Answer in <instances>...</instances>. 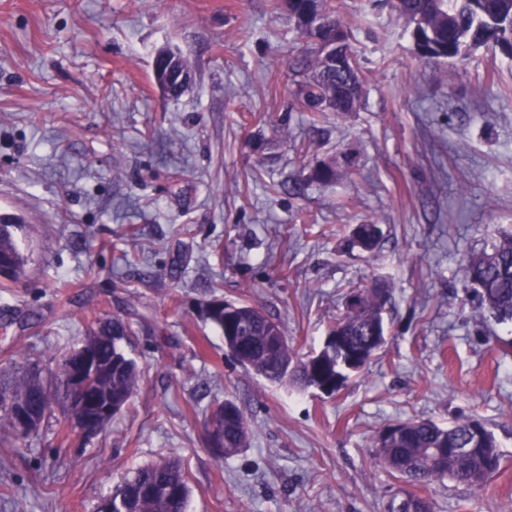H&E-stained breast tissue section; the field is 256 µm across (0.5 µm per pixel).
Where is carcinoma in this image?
I'll return each mask as SVG.
<instances>
[{"instance_id": "obj_1", "label": "carcinoma", "mask_w": 512, "mask_h": 512, "mask_svg": "<svg viewBox=\"0 0 512 512\" xmlns=\"http://www.w3.org/2000/svg\"><path fill=\"white\" fill-rule=\"evenodd\" d=\"M301 34L314 39L315 48L294 57L291 65L297 84V99L309 123L316 125L322 112L356 111L362 91L359 63L352 54L348 26L336 13V0H288ZM398 14L413 25L420 36L419 57L426 62L461 60L478 47L498 49L512 58V0H393ZM172 66L154 63L157 82L167 87L170 75H190L183 59L169 54ZM17 221L0 216V277L17 280L25 274L27 259L18 249L11 228ZM464 278L473 288L478 305L500 323L512 322V232L502 233L491 249L470 254L463 264ZM358 308L345 309L333 328L348 343L360 348L386 329L383 311L389 291L376 283L358 288ZM224 315L207 308L208 318L226 331L231 356L245 369L274 384L292 383L308 388L315 381L345 384L354 372L352 359L325 350L318 357L296 358L280 324L260 309L246 303L231 304ZM131 327L123 319H97L90 325L82 346L103 362V373L92 381L94 393L121 402L119 412L132 406L139 376L135 361L120 342L129 339ZM55 387L32 375L23 363L0 378V421L15 430L9 400H31L40 418L59 401L70 432L79 424L77 414L64 395L63 377L54 372ZM209 421L224 424V446L213 452L225 458L246 447L249 428L242 411L231 401L217 402ZM472 416H462L447 426L431 420L403 423V434L386 437L379 433L375 458L393 475L412 486L427 487L445 479L469 486H482L501 465L494 435L487 429L479 443L472 442ZM113 512H187L188 476L177 460H163L138 468L112 492ZM402 512H432L430 501L407 493Z\"/></svg>"}]
</instances>
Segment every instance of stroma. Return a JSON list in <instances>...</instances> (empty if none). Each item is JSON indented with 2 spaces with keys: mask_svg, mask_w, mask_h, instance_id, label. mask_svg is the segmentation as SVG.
<instances>
[{
  "mask_svg": "<svg viewBox=\"0 0 512 512\" xmlns=\"http://www.w3.org/2000/svg\"><path fill=\"white\" fill-rule=\"evenodd\" d=\"M362 70L355 112L310 126L288 64L307 47L285 0H0V214L27 257L0 334L47 364L93 316L132 325V412L88 442L0 431V512H94L124 476L181 460L187 512H388L406 485L374 459L396 421L463 414L502 454L480 487L420 488L433 512H512V324L477 308L462 266L512 228V58L427 64L389 0H336ZM170 49L193 84L164 94ZM322 164L340 173L310 182ZM305 184L302 196L288 184ZM377 224L374 251L349 245ZM385 281V345L336 396L273 384L229 355L206 302L244 301L299 357L351 290ZM235 402L249 443L215 457L205 417ZM169 57V61L167 64L160 69V64L158 62H154V72L157 79V83L162 86V88L165 90L167 87V82L169 81L171 75L174 73L182 74L185 72V75L188 80H191L190 71L183 61V59L178 55L170 52H165ZM172 62V66H170V63ZM170 67L169 73L166 75L167 68Z\"/></svg>",
  "mask_w": 512,
  "mask_h": 512,
  "instance_id": "stroma-1",
  "label": "stroma"
}]
</instances>
